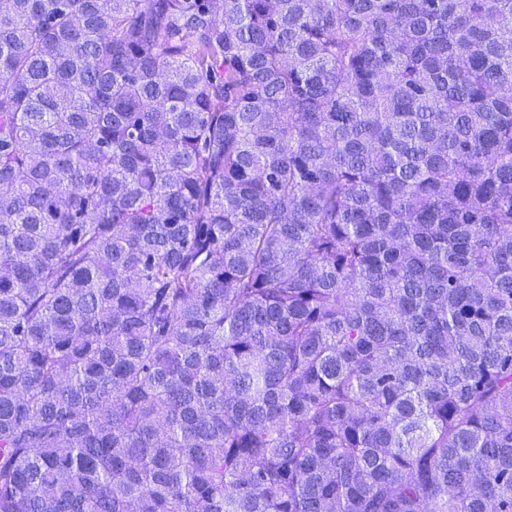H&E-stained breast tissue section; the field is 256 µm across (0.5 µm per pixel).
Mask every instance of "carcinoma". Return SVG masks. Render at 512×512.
I'll return each mask as SVG.
<instances>
[{"label":"carcinoma","instance_id":"carcinoma-1","mask_svg":"<svg viewBox=\"0 0 512 512\" xmlns=\"http://www.w3.org/2000/svg\"><path fill=\"white\" fill-rule=\"evenodd\" d=\"M0 512H512V0H5Z\"/></svg>","mask_w":512,"mask_h":512}]
</instances>
